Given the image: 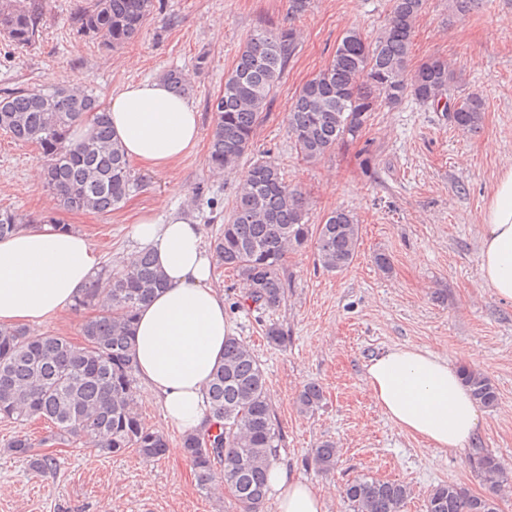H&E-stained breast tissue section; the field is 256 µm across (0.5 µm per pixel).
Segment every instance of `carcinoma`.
<instances>
[{"mask_svg":"<svg viewBox=\"0 0 512 512\" xmlns=\"http://www.w3.org/2000/svg\"><path fill=\"white\" fill-rule=\"evenodd\" d=\"M425 0H392L390 16L375 40L358 30L339 39L328 63L307 80L288 106V132L297 154L315 163L336 145L357 138L378 105L411 100L445 112L458 130L480 128L485 104L472 95L442 100L454 81L448 60L432 57L409 69L413 33ZM156 0H91L72 17L76 30L111 48L135 40ZM42 0H0V37L17 48L36 44ZM298 43L291 27L259 30L240 48L224 87L211 105L213 128L208 165L215 172H240L233 205L211 241L219 265L237 273L243 284L242 307L272 310L284 299L281 271L287 252L312 245L329 273L346 271L361 244V224L344 208L320 224H309L307 202L288 186L281 168L253 156L255 131L268 111L274 87ZM172 91L182 96L189 81L180 70L165 72ZM91 123L82 140L73 128ZM0 130L20 142L38 146L45 158V186L67 211L110 213L121 208L134 179L130 162L113 138L105 112L92 91L73 84L47 89H11L0 96ZM29 220L0 208V238L23 229ZM110 284L99 287L100 280ZM164 288L151 254L139 251L114 269H104L85 288L74 310L89 311L82 341L54 333L34 334L25 327H0V417L24 422L43 419L54 439L87 435L104 454L133 452L159 460L169 450L166 437L146 427L135 402L134 325L138 309ZM460 375L474 400L497 405L498 394L484 373L463 367ZM216 427L181 436L180 450L191 463L200 489L221 474L243 512H259L269 493L268 471L280 433L268 394L265 371L245 341L231 336L224 356L205 386ZM322 388L311 383L297 395V410L312 415L322 406ZM9 450L39 472L53 458L36 450L25 435ZM318 468L336 469L339 448L326 440L314 449ZM471 468L486 486L475 495L458 483L433 487L426 512H499L498 495L512 485V472L482 450ZM397 481L356 478L345 486L353 512H401L408 497Z\"/></svg>","mask_w":512,"mask_h":512,"instance_id":"cac0c4a2","label":"carcinoma"}]
</instances>
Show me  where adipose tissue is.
<instances>
[{"label": "adipose tissue", "instance_id": "ef3b65f1", "mask_svg": "<svg viewBox=\"0 0 512 512\" xmlns=\"http://www.w3.org/2000/svg\"><path fill=\"white\" fill-rule=\"evenodd\" d=\"M105 109L128 159L155 169L168 168L199 140L197 112L163 81L127 84ZM481 223V276L496 297L512 302V168L500 172ZM133 237L166 281L137 316L136 374L170 426L204 430L212 420L204 387L233 333L224 295L212 284L214 257L200 225L174 211L140 218ZM100 265L88 235L75 228L34 224L0 240V327L38 325L72 309ZM367 382L393 425L429 447L461 455L480 432L482 411L469 389L430 351L387 350L371 359ZM268 482L276 512H325L320 489L287 467L272 466Z\"/></svg>", "mask_w": 512, "mask_h": 512}]
</instances>
